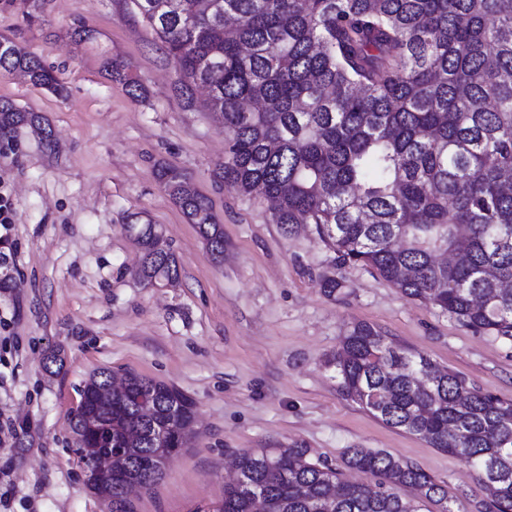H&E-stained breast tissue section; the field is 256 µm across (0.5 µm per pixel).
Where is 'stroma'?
Segmentation results:
<instances>
[{"instance_id":"35a3bbf8","label":"stroma","mask_w":512,"mask_h":512,"mask_svg":"<svg viewBox=\"0 0 512 512\" xmlns=\"http://www.w3.org/2000/svg\"><path fill=\"white\" fill-rule=\"evenodd\" d=\"M52 68L56 95L0 71V99L38 113L45 146L23 126L0 143V193L13 208L0 289V494L6 512H110L86 490L69 414L93 373L133 371L185 393L195 434L132 512H212L234 454L296 443L336 464L349 448L383 450L448 490L452 512H478L486 493L460 458L387 427L343 395L327 360L356 324L428 356L470 386L512 401V339L473 332L438 307L403 296L365 267H342L316 233L285 232L268 202L221 176L225 137L131 0H0V37ZM142 83L136 99L111 78ZM179 169L224 227L214 262L154 176ZM158 224L181 268L177 283L141 285L127 227ZM336 279V289L326 282ZM62 367H46L52 353Z\"/></svg>"}]
</instances>
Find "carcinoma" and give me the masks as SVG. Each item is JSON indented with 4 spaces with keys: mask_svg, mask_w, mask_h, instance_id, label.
<instances>
[{
    "mask_svg": "<svg viewBox=\"0 0 512 512\" xmlns=\"http://www.w3.org/2000/svg\"><path fill=\"white\" fill-rule=\"evenodd\" d=\"M182 74L181 92L208 89L226 141L224 182L275 201L274 224H313L342 265L374 269L406 297L466 328L512 339V0H132ZM0 69L63 91L37 57L5 41ZM34 112L0 101V138ZM156 178L211 256L224 229L208 199L173 166ZM145 285L180 278L159 224H129ZM448 253V262L437 257ZM342 393L385 425L465 460L487 491L483 512H512V402L482 392L368 323L342 338ZM111 374L84 382L70 413L89 465L110 436L124 444L96 495L131 512L119 484L140 470L146 489L186 448L194 402L136 373L103 399ZM222 512H423L448 490L384 451L350 448L342 466L309 450H244ZM370 476L341 479V467Z\"/></svg>",
    "mask_w": 512,
    "mask_h": 512,
    "instance_id": "1",
    "label": "carcinoma"
}]
</instances>
